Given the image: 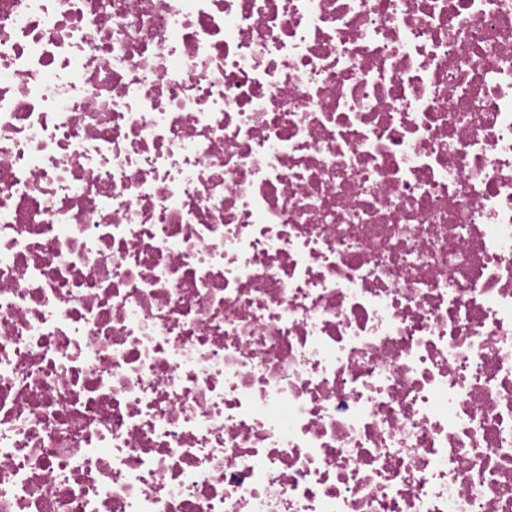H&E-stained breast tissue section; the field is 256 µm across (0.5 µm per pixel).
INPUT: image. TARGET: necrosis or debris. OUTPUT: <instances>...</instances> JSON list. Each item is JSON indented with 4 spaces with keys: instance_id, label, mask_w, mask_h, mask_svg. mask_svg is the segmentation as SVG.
Listing matches in <instances>:
<instances>
[{
    "instance_id": "necrosis-or-debris-1",
    "label": "necrosis or debris",
    "mask_w": 512,
    "mask_h": 512,
    "mask_svg": "<svg viewBox=\"0 0 512 512\" xmlns=\"http://www.w3.org/2000/svg\"><path fill=\"white\" fill-rule=\"evenodd\" d=\"M0 512H512V0H0Z\"/></svg>"
}]
</instances>
